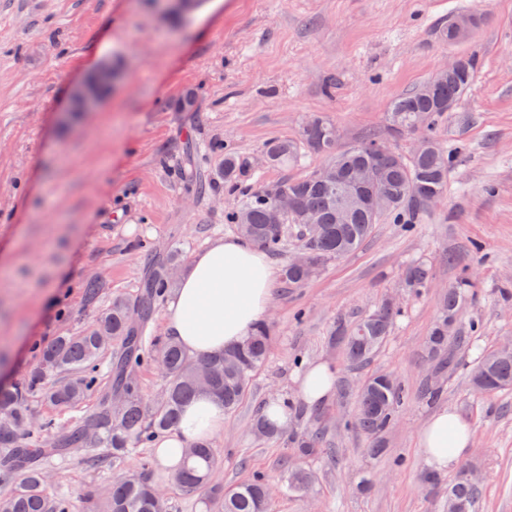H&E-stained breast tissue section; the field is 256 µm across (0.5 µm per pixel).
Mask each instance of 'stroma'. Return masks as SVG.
I'll return each instance as SVG.
<instances>
[{"instance_id": "35a3bbf8", "label": "stroma", "mask_w": 512, "mask_h": 512, "mask_svg": "<svg viewBox=\"0 0 512 512\" xmlns=\"http://www.w3.org/2000/svg\"><path fill=\"white\" fill-rule=\"evenodd\" d=\"M461 12L480 23L458 42L442 41L440 27ZM461 55L479 67L436 127L439 141L459 151L447 195L413 230L376 225L357 252L326 262L307 284L277 281L265 317L271 352L212 442L213 481L228 488L264 473L273 512H442L441 497L420 481L429 465L416 441L433 405L411 400L377 459L367 437L344 425L353 401L308 407L307 423L330 431L335 453L312 462L302 497L281 481L286 448L257 436L252 423L270 400L298 399L314 364L355 380L329 330L389 297L403 314L369 368L416 391L440 297L466 276L475 288L458 328L469 341L439 406L472 426L466 459L479 472V512H512V395L481 397L470 386L479 352L512 337V0H199L180 13L157 0H0V356L8 358L0 374L22 384L41 346L81 333L113 297L135 299L146 275L140 244L161 260L175 250L189 258L233 236L224 212L238 196L220 185L200 194L181 177L187 144L206 181L223 163L209 145L232 147L249 166L246 190L324 166L307 150L285 169L264 156L271 140L300 141L317 116L337 126L340 147L374 132L407 153L414 136L389 129V103ZM104 60L118 65V83L95 110L72 111L76 89ZM190 89L194 111H176ZM419 259L431 283L406 291L404 271ZM89 281L102 286L93 303L84 296ZM96 403L91 396L60 412L31 396L41 448ZM43 464L48 495L70 497L77 512H96L114 477L129 475L149 477L168 512H199L198 493L185 491L150 447L95 464L72 448Z\"/></svg>"}]
</instances>
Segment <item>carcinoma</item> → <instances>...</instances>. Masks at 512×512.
Here are the masks:
<instances>
[{
	"instance_id": "carcinoma-1",
	"label": "carcinoma",
	"mask_w": 512,
	"mask_h": 512,
	"mask_svg": "<svg viewBox=\"0 0 512 512\" xmlns=\"http://www.w3.org/2000/svg\"><path fill=\"white\" fill-rule=\"evenodd\" d=\"M478 68L476 58L462 55L458 67L445 79L428 80L419 88L392 100L388 107L390 129L395 133L418 130L425 139L423 148L409 155L392 148L380 137L370 135L349 148H338V132L333 123L314 117L303 130V144L330 158L342 174L339 183H329L313 170L300 178H284L271 186L260 187L242 195L224 212V223L231 225L255 246L271 253L288 250L289 224L297 228L302 247L314 260L310 268L291 263L284 266L283 281L290 288L309 281L330 258H342L356 251L371 235L375 225L391 220L410 229L429 209L419 190L437 199L448 193V172L456 151L445 149L435 134L437 122L454 110L472 85ZM224 151L220 182L231 192L238 190L246 173V163L229 146ZM266 157L274 166H286L298 159L297 146L286 140H272L266 145ZM382 166L381 176L386 193L369 205H354L348 218L336 220L337 204L352 199L364 189L352 181L355 171L370 164ZM286 190L298 208L318 216V223L304 224L290 213L282 224L270 223L276 195ZM147 276L136 301L116 297L101 310L93 327L75 336H59L42 348L41 366L32 371L25 387L0 385V468L17 473L16 487L0 495V512H75L74 502L66 496L50 498L43 488L45 471L39 463L41 450L30 429L23 391L39 393L51 405L69 409L77 407L89 394L97 391L101 381L102 356L115 346L110 365V393L104 395L97 409L87 416L98 429L96 447L89 449V461H95V448H106L117 462L153 439L174 428L183 408L192 400L212 396L224 405V412L235 410L244 397L255 372L266 362L271 351L268 326L256 324L238 347L219 356L197 358L182 347L165 341L156 346V360L166 378L165 395L151 410L141 401L140 384L133 376L135 367L149 355L146 325L159 302L173 284L166 269H176L179 253L170 256L169 264L159 263L153 250L143 249ZM430 267L422 262L410 264L404 273V286L410 290L427 287ZM471 284L463 277L446 291L439 303L436 319L425 338L422 353L434 370L435 381L424 380L418 397L426 403L441 399L444 375L458 364L456 348L463 344L457 335V319ZM137 310L140 324L133 326L129 314ZM401 316V309L386 300L365 316L351 321L340 318L330 332L331 345L342 349L348 367L358 371L367 366L386 342ZM53 373L65 375L54 385H47ZM471 382L476 394L493 396L512 390V349L492 346L481 353L472 370ZM341 399L355 393L356 415L349 425L357 427L371 439L373 456L385 453V436L395 424L401 410L411 401L407 388L388 371H374L357 386L343 381ZM256 432L271 440L284 438V431L270 417L259 414L254 419ZM294 456L299 461L316 458L326 451L325 432L318 428L291 437ZM87 446L85 424L81 423L57 442L59 448ZM216 460L208 444H200L185 454L184 464L176 475L178 483L190 490H201V512H270L271 495L265 476L255 472L232 489L208 485V476ZM288 489L303 492L313 482L312 472L302 465L288 463L285 472ZM448 506L460 505L465 512H478L479 488L475 470L469 463L460 467L445 489ZM157 491L143 476L121 477L100 498L99 512H156Z\"/></svg>"
}]
</instances>
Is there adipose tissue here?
<instances>
[{
    "mask_svg": "<svg viewBox=\"0 0 512 512\" xmlns=\"http://www.w3.org/2000/svg\"><path fill=\"white\" fill-rule=\"evenodd\" d=\"M278 270L247 240L220 238L190 259L164 309V331L194 356L218 355L240 345L266 314ZM224 429V407L209 397L190 402L179 426L155 442L158 461L174 466L178 452ZM471 425L456 411H436L418 433V446L437 469L466 453Z\"/></svg>",
    "mask_w": 512,
    "mask_h": 512,
    "instance_id": "obj_1",
    "label": "adipose tissue"
}]
</instances>
